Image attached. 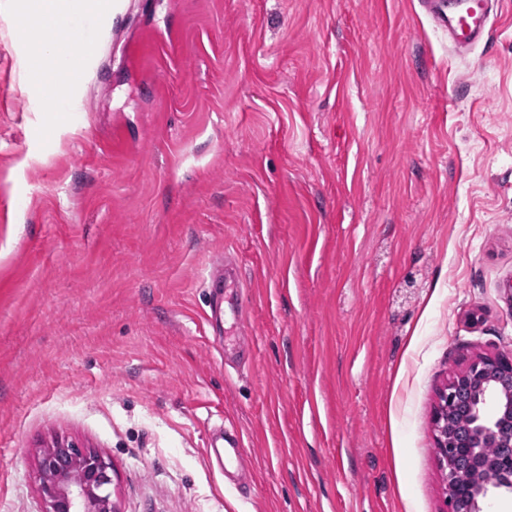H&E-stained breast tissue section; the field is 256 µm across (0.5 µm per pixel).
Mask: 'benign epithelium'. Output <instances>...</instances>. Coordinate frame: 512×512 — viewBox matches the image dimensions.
I'll return each instance as SVG.
<instances>
[{
  "label": "benign epithelium",
  "mask_w": 512,
  "mask_h": 512,
  "mask_svg": "<svg viewBox=\"0 0 512 512\" xmlns=\"http://www.w3.org/2000/svg\"><path fill=\"white\" fill-rule=\"evenodd\" d=\"M438 460L448 512H483L492 488L512 492V355L478 356L438 394ZM41 512H116L112 465L100 453L56 440L41 452Z\"/></svg>",
  "instance_id": "1"
}]
</instances>
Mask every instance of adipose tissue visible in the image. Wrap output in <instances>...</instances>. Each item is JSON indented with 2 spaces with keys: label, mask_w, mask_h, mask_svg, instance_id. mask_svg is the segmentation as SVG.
<instances>
[{
  "label": "adipose tissue",
  "mask_w": 512,
  "mask_h": 512,
  "mask_svg": "<svg viewBox=\"0 0 512 512\" xmlns=\"http://www.w3.org/2000/svg\"><path fill=\"white\" fill-rule=\"evenodd\" d=\"M26 14L33 17L40 32L34 43L40 54L37 65L40 70H50L59 75H68L75 67L73 58L62 55L56 45L54 34L67 25L73 12H93L98 0H23Z\"/></svg>",
  "instance_id": "ef3b65f1"
}]
</instances>
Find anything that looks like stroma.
I'll return each instance as SVG.
<instances>
[{
	"label": "stroma",
	"mask_w": 512,
	"mask_h": 512,
	"mask_svg": "<svg viewBox=\"0 0 512 512\" xmlns=\"http://www.w3.org/2000/svg\"><path fill=\"white\" fill-rule=\"evenodd\" d=\"M28 27L0 0V512L56 437L118 512H448L437 391L512 354V0L464 54L418 0H102L49 105Z\"/></svg>",
	"instance_id": "obj_1"
}]
</instances>
